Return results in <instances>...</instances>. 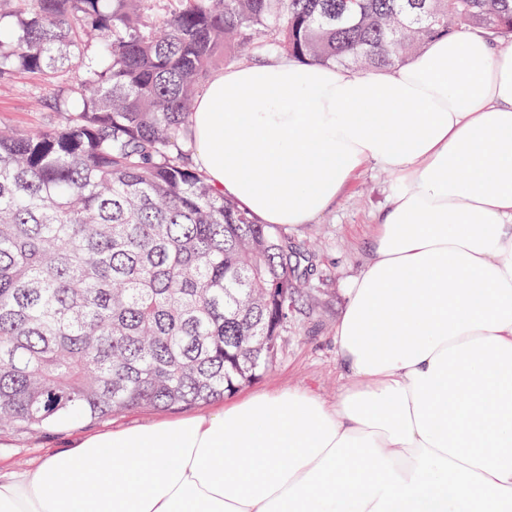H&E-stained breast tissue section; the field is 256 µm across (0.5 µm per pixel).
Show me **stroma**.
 <instances>
[{
    "instance_id": "35a3bbf8",
    "label": "stroma",
    "mask_w": 512,
    "mask_h": 512,
    "mask_svg": "<svg viewBox=\"0 0 512 512\" xmlns=\"http://www.w3.org/2000/svg\"><path fill=\"white\" fill-rule=\"evenodd\" d=\"M52 97L38 75L20 71L0 79V125L27 130L55 124L58 116L48 107ZM396 184L393 173L366 167L324 214L307 224L282 226V234L310 256L304 268L308 284L288 317L272 366L240 387L238 396L300 387L326 400L335 398L346 381L336 356V323L368 253L376 219ZM167 415L164 409L135 407L101 419H67L37 429L0 427V472L28 469L47 451L85 434L148 424Z\"/></svg>"
}]
</instances>
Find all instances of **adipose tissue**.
<instances>
[{"label":"adipose tissue","instance_id":"ef3b65f1","mask_svg":"<svg viewBox=\"0 0 512 512\" xmlns=\"http://www.w3.org/2000/svg\"><path fill=\"white\" fill-rule=\"evenodd\" d=\"M190 122L262 224L396 175L336 326L348 381L86 436L0 480V512H512V45L462 31L361 75L247 62Z\"/></svg>","mask_w":512,"mask_h":512}]
</instances>
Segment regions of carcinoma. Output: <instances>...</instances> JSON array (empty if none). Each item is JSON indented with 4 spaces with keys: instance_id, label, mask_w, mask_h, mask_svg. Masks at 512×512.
<instances>
[{
    "instance_id": "carcinoma-1",
    "label": "carcinoma",
    "mask_w": 512,
    "mask_h": 512,
    "mask_svg": "<svg viewBox=\"0 0 512 512\" xmlns=\"http://www.w3.org/2000/svg\"><path fill=\"white\" fill-rule=\"evenodd\" d=\"M0 79L56 124L0 132V424L184 409L268 368L307 255L218 194L189 122L232 52L363 71L459 30L512 41V0H12Z\"/></svg>"
}]
</instances>
